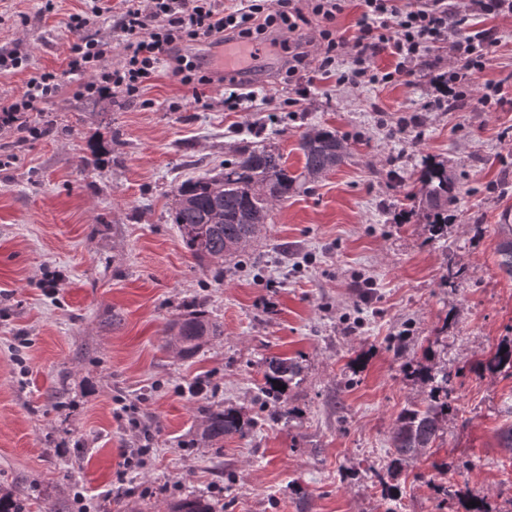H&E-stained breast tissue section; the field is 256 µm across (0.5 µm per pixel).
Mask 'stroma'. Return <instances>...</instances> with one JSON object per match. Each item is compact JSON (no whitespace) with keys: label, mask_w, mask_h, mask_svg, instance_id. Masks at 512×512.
<instances>
[{"label":"stroma","mask_w":512,"mask_h":512,"mask_svg":"<svg viewBox=\"0 0 512 512\" xmlns=\"http://www.w3.org/2000/svg\"><path fill=\"white\" fill-rule=\"evenodd\" d=\"M84 7L0 0V46L29 54L28 70L0 74V97L20 94L32 70H64L75 40L65 22ZM491 26L492 64L452 112L425 108L448 67L438 47L413 76L320 80L292 108L279 56L255 67L243 112L225 111L215 88L193 95L165 67L139 103L79 98L71 79L30 115L49 135L22 142L0 128V489L23 495L27 512H75L79 490L100 512H168L186 497L214 512H464L473 494L486 512H512V452L499 444L512 376L472 369L512 340V279L494 232L512 209V90L478 101L484 83L512 74V18L468 23ZM415 114L420 125L398 129ZM312 126L343 138L346 162L276 204L223 276L201 269L170 221L176 186L215 175L245 145L276 147L301 171L297 144ZM428 160L460 181L438 237L413 199ZM451 260L465 271L454 288L442 283ZM194 301L224 335L181 358L169 325ZM427 347L457 375L455 409L436 448L391 474L396 418L426 396L405 367ZM274 356L301 368L284 416L261 403ZM207 406L259 422L214 445L201 437ZM133 416L151 433L139 467L124 458L139 439Z\"/></svg>","instance_id":"stroma-1"}]
</instances>
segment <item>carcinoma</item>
<instances>
[{"label":"carcinoma","mask_w":512,"mask_h":512,"mask_svg":"<svg viewBox=\"0 0 512 512\" xmlns=\"http://www.w3.org/2000/svg\"><path fill=\"white\" fill-rule=\"evenodd\" d=\"M304 164L295 174L288 170L283 154L271 147H243L224 161V169L214 176L190 178L175 188L170 220L176 224L184 248L199 266L224 270V257L242 253L250 246L259 227L268 223L272 207L288 200L307 181L344 163L347 153L336 132L311 128L298 142ZM417 208L434 236L448 224V209L457 201L456 181L448 165L429 162L421 172ZM495 233L498 268L512 279V210L500 215ZM223 335L220 326L203 311H193L171 324L168 346L188 358L201 347ZM479 372L512 374V341L500 344L495 352L475 363ZM300 371L297 362L274 357L265 362L264 397L286 403L282 386ZM412 377L428 388L424 404L401 411L391 436L388 471L401 470L435 447L442 438L448 413L453 409V376L448 367L427 357L411 371ZM256 426L235 408L210 410L206 414L202 439L217 444L229 435H244ZM0 512H25L22 497L0 495ZM171 512H212L210 503L199 497L185 498L171 506Z\"/></svg>","instance_id":"carcinoma-1"}]
</instances>
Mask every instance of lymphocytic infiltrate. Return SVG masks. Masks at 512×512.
Returning a JSON list of instances; mask_svg holds the SVG:
<instances>
[{"mask_svg": "<svg viewBox=\"0 0 512 512\" xmlns=\"http://www.w3.org/2000/svg\"><path fill=\"white\" fill-rule=\"evenodd\" d=\"M357 32L347 36L333 31L332 24L346 8V0H124L120 12L110 15L112 29L123 36V61L109 64L112 43L91 36L90 31L106 15L91 5L70 17L75 33L66 59V73L81 77L80 94L95 98L115 91L131 100L140 99L143 87L161 65L171 64L183 85L199 89L218 85L224 108L242 110L252 102L243 80L234 74L215 73L186 53L189 44L202 40L220 46L227 40L277 42L285 57L284 80L299 97H306L317 78L335 77L343 85L371 82L389 84L412 76L427 62L431 47L444 43L453 64L436 78L433 100L437 109L455 107L470 94V80L482 72L499 43L489 27L475 35L462 33L468 16L512 17V0H363ZM321 24L323 48L312 54L302 42L282 39V32H296L308 17ZM388 53L396 60L393 70L380 71L374 59ZM352 55L354 66L340 72L338 59ZM63 89L61 76L51 71L30 73L23 93L0 100V127L16 126L36 137L40 128L28 127V113L51 102Z\"/></svg>", "mask_w": 512, "mask_h": 512, "instance_id": "obj_1", "label": "lymphocytic infiltrate"}]
</instances>
